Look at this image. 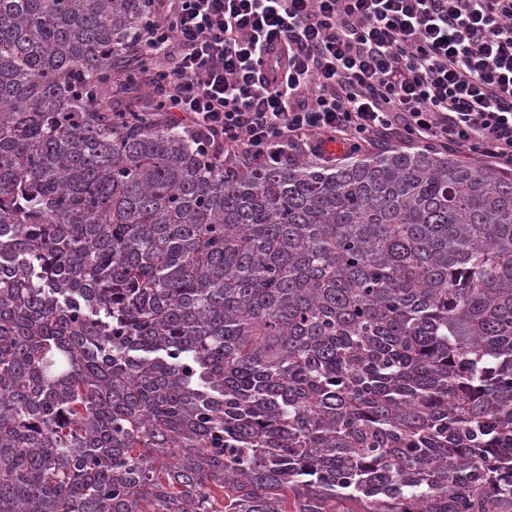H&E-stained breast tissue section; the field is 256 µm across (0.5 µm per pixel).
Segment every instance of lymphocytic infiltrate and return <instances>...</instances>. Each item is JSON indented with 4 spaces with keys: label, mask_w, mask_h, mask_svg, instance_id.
Masks as SVG:
<instances>
[{
    "label": "lymphocytic infiltrate",
    "mask_w": 512,
    "mask_h": 512,
    "mask_svg": "<svg viewBox=\"0 0 512 512\" xmlns=\"http://www.w3.org/2000/svg\"><path fill=\"white\" fill-rule=\"evenodd\" d=\"M137 51L227 162L395 135L512 169V0H154Z\"/></svg>",
    "instance_id": "1"
}]
</instances>
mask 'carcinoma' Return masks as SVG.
<instances>
[{
	"mask_svg": "<svg viewBox=\"0 0 512 512\" xmlns=\"http://www.w3.org/2000/svg\"><path fill=\"white\" fill-rule=\"evenodd\" d=\"M152 8L0 0V512H512V173L213 161Z\"/></svg>",
	"mask_w": 512,
	"mask_h": 512,
	"instance_id": "obj_1",
	"label": "carcinoma"
}]
</instances>
